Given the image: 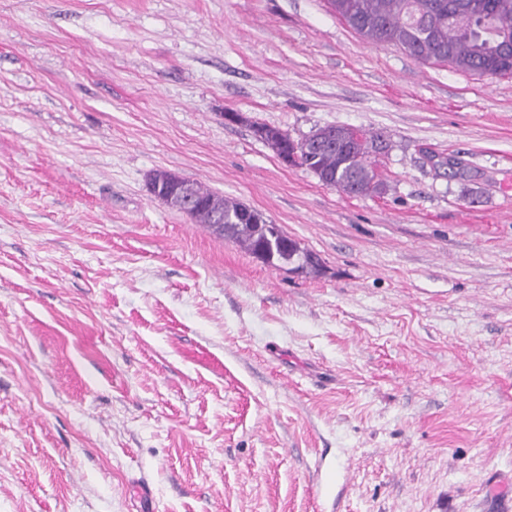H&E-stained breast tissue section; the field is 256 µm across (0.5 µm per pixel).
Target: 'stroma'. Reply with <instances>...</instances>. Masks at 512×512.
Here are the masks:
<instances>
[{
    "label": "stroma",
    "mask_w": 512,
    "mask_h": 512,
    "mask_svg": "<svg viewBox=\"0 0 512 512\" xmlns=\"http://www.w3.org/2000/svg\"><path fill=\"white\" fill-rule=\"evenodd\" d=\"M256 123L384 131L385 193ZM156 169L321 275L161 204ZM0 512H512V78L327 0H0ZM193 190L199 205L195 212L186 216L194 223L202 224L217 237L238 244L267 266H291L297 273L306 275L321 273L322 265L316 254L301 247L281 225L272 224L262 212L240 200L224 198L194 181ZM223 216L224 221L216 224Z\"/></svg>",
    "instance_id": "stroma-1"
}]
</instances>
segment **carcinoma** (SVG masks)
<instances>
[{
  "label": "carcinoma",
  "instance_id": "carcinoma-1",
  "mask_svg": "<svg viewBox=\"0 0 512 512\" xmlns=\"http://www.w3.org/2000/svg\"><path fill=\"white\" fill-rule=\"evenodd\" d=\"M331 10L359 35L376 44L395 45L422 63L448 65L458 71L484 75L494 69L512 76V59L502 55L495 38L512 39V0H328ZM260 139L282 159L298 152L296 165L306 168L329 186L349 196L381 194L375 159L383 132L367 134L330 125L312 132L316 142L295 147V140L279 128L252 124ZM198 208L188 215L196 224L234 242L273 268L292 267L318 275L319 258L288 236L281 225L240 200L228 199L193 183ZM224 223H219V218Z\"/></svg>",
  "mask_w": 512,
  "mask_h": 512
}]
</instances>
